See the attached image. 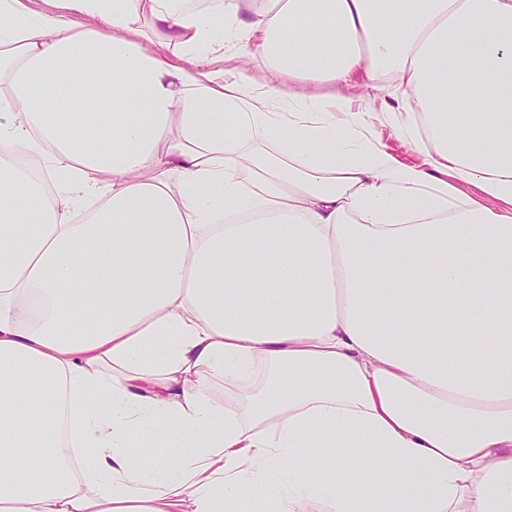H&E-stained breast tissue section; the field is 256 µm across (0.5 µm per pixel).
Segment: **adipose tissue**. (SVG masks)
<instances>
[{"instance_id":"adipose-tissue-1","label":"adipose tissue","mask_w":512,"mask_h":512,"mask_svg":"<svg viewBox=\"0 0 512 512\" xmlns=\"http://www.w3.org/2000/svg\"><path fill=\"white\" fill-rule=\"evenodd\" d=\"M45 2L0 0V512H512V0ZM206 69L210 70H223L224 81H232L238 70L241 67H247L249 75L259 82H268L279 88L302 90L309 94L328 95L341 94L351 100L354 108L368 107L373 110H378L381 101L386 97L388 100V88L386 83H378L381 89L364 87L355 83L340 84V85H322V86H308L301 87L295 81L288 80L287 75L275 74L271 69L256 66L246 65L244 61L233 58L228 52L218 51L210 53L206 60L203 61ZM378 139L387 146L400 161L407 164H414L420 161L419 154L412 150L407 144L398 138L397 134L388 127H376ZM201 385L207 387L210 394L217 400L224 402L243 401L245 393L237 389H224V382L212 380L208 375L202 374L199 378Z\"/></svg>"}]
</instances>
